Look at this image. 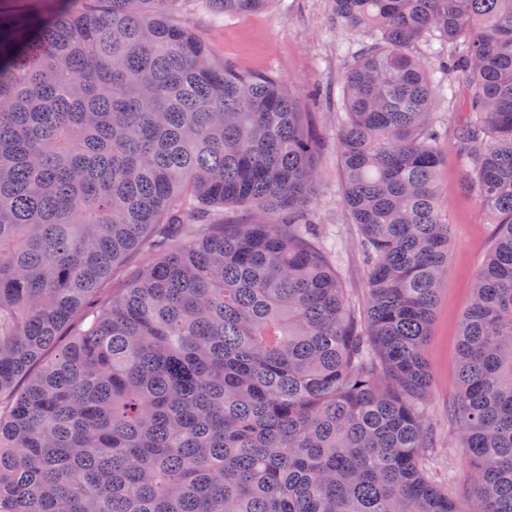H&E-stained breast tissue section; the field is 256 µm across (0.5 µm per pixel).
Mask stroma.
Returning <instances> with one entry per match:
<instances>
[{
	"instance_id": "35a3bbf8",
	"label": "stroma",
	"mask_w": 512,
	"mask_h": 512,
	"mask_svg": "<svg viewBox=\"0 0 512 512\" xmlns=\"http://www.w3.org/2000/svg\"><path fill=\"white\" fill-rule=\"evenodd\" d=\"M328 0H269L248 16H219L204 0H185L175 20L201 36L217 61L241 70L271 73L295 91L323 140L321 183L312 206L322 228L321 243L335 244L332 262L357 311L367 306L365 266L358 230L342 204V173L336 153L341 120V79L359 40L356 31L328 23ZM432 110L442 130L445 163L439 173L438 205L451 224L448 271L434 309L427 357L432 375L429 415L446 466L464 461L461 434L448 411L457 387L459 331L470 284L492 244L493 217L461 186L456 128L461 115L447 95L434 96Z\"/></svg>"
}]
</instances>
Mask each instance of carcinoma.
Here are the masks:
<instances>
[{
	"mask_svg": "<svg viewBox=\"0 0 512 512\" xmlns=\"http://www.w3.org/2000/svg\"><path fill=\"white\" fill-rule=\"evenodd\" d=\"M181 2L0 14V512H512V0H330L362 39L336 133L362 318L314 241L299 97L215 61ZM428 36L454 57L463 184L495 219L451 405L469 509L432 477L452 237ZM237 207L250 223H224Z\"/></svg>",
	"mask_w": 512,
	"mask_h": 512,
	"instance_id": "carcinoma-1",
	"label": "carcinoma"
}]
</instances>
